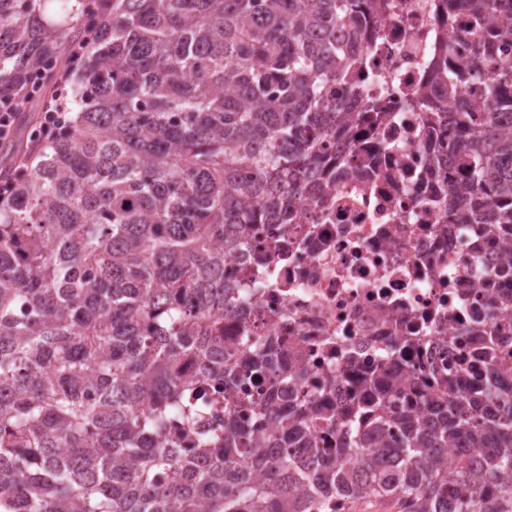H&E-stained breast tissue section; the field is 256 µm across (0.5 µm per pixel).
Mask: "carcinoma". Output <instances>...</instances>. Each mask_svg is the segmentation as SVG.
I'll return each mask as SVG.
<instances>
[{
    "label": "carcinoma",
    "mask_w": 512,
    "mask_h": 512,
    "mask_svg": "<svg viewBox=\"0 0 512 512\" xmlns=\"http://www.w3.org/2000/svg\"><path fill=\"white\" fill-rule=\"evenodd\" d=\"M70 1L57 22L49 0H0V99L97 30L79 111L0 206V512H512V350L466 392L429 368L436 397L405 414L379 370L334 412L280 406L278 343L224 345V248L292 223L332 141L380 120L341 94L364 66L344 32L372 0ZM461 38L472 62L444 76L470 104L411 106L448 121L457 219L489 211L512 267V0H478ZM335 424L330 448L315 431Z\"/></svg>",
    "instance_id": "cac0c4a2"
}]
</instances>
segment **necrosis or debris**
Wrapping results in <instances>:
<instances>
[{"label":"necrosis or debris","mask_w":512,"mask_h":512,"mask_svg":"<svg viewBox=\"0 0 512 512\" xmlns=\"http://www.w3.org/2000/svg\"><path fill=\"white\" fill-rule=\"evenodd\" d=\"M468 21L461 10L445 23L437 0L370 13L358 38L373 77L349 96L358 112L380 103L375 135L336 142L351 164L309 192L297 223L268 225L261 242L224 253L225 282H262L225 313L224 340L281 339L283 358L302 375L282 385L281 399L306 394L333 407L366 371L389 365L415 401L426 389L411 366L482 363L491 328L512 349L498 247L486 225L442 220L458 153L447 129L426 131L408 106L420 96L445 104L437 53L446 43L453 61L468 59L458 39Z\"/></svg>","instance_id":"4bbe7bcc"}]
</instances>
